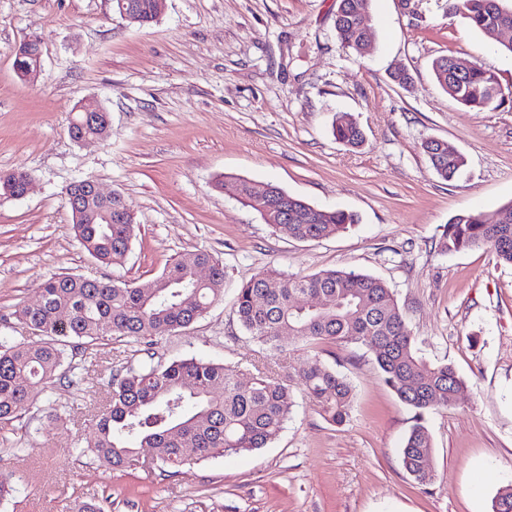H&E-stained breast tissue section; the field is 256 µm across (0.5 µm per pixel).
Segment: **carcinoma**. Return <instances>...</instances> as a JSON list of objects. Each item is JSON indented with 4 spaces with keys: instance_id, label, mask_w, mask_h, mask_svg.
I'll use <instances>...</instances> for the list:
<instances>
[{
    "instance_id": "carcinoma-1",
    "label": "carcinoma",
    "mask_w": 512,
    "mask_h": 512,
    "mask_svg": "<svg viewBox=\"0 0 512 512\" xmlns=\"http://www.w3.org/2000/svg\"><path fill=\"white\" fill-rule=\"evenodd\" d=\"M125 2L133 6L138 25L157 21L155 0ZM370 5L371 0H339L336 11L337 39L359 56L372 41V30L361 27ZM448 11L493 40L501 30L512 29L507 0H448ZM38 53L40 45L33 44L15 54L19 74ZM433 71L439 86L465 107L484 110L498 102L495 75L479 65L460 76L454 58L442 55L433 61ZM69 132L88 140L107 135L103 123L83 112L73 113ZM333 134L352 147L363 143L361 129L345 113L336 114ZM423 150L442 179L452 181L462 174L464 157L447 141L428 139ZM27 181L24 171L0 172V191L20 196ZM217 187L245 206L263 199L262 218L293 239L326 238L357 222L352 213L315 208L270 182L234 178L217 181ZM71 196L81 206L72 214V228L84 249L103 264L121 263L135 228L122 196L100 198L80 180L65 188L64 199ZM498 215L496 224L485 223L480 213L455 215L443 227L438 252L490 248L501 263L512 266V201ZM198 267L210 270L208 278L197 277ZM225 286L223 262L207 251L195 255L193 266L174 261L140 283L68 273L43 279L42 305L15 311L19 323L41 340L35 345L0 341V429H11L34 406L40 390L65 375L67 351L114 340L148 341L186 329L223 299ZM301 296L317 298L319 307L300 308ZM235 314L242 329L278 359L289 355L290 339L312 348L343 343L371 350L384 382L416 415L402 447L403 467L420 485L433 481V444L424 415L453 406L465 381L452 365L431 364L416 354L418 337L386 282L354 269L290 275L263 268L236 287ZM295 387L319 406L329 423L339 426L350 420L353 387L317 354L286 382L263 371L248 375L235 366L195 357L129 368L109 382L104 405L95 415L94 434L80 453L112 472L139 465L141 448L154 449L161 469L266 448L292 414Z\"/></svg>"
}]
</instances>
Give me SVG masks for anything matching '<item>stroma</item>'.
I'll list each match as a JSON object with an SVG mask.
<instances>
[{"instance_id": "obj_1", "label": "stroma", "mask_w": 512, "mask_h": 512, "mask_svg": "<svg viewBox=\"0 0 512 512\" xmlns=\"http://www.w3.org/2000/svg\"><path fill=\"white\" fill-rule=\"evenodd\" d=\"M338 0H165L138 27L110 0H0V172L30 177L25 197L0 195V337L34 341L16 320L46 276L67 272L147 281L166 263L205 250L223 260L224 299L189 329L127 340L70 358L60 380L0 440V470L14 499L0 512H65L73 499L104 512H494L512 484V266L483 248L439 254L455 215L496 216L512 201V54L449 13L447 0H372L364 56L334 31ZM41 38V73L27 79L15 49ZM452 55L497 78L498 108L459 106L436 83L432 61ZM406 70L412 81L399 85ZM110 114L106 138L74 142L75 104ZM344 112L360 147L334 138ZM448 141L466 158L444 181L422 144ZM225 176L273 182L323 209L358 215L319 240L288 238L259 212L216 188ZM90 177L120 193L137 224L123 263L105 265L80 245L62 194ZM273 266L309 275L352 268L393 289L418 353L454 365L466 381L454 406L424 416L434 479L417 484L400 451L414 423L367 348L335 345L323 360L351 382L352 417L327 422L295 393L277 440L249 453L191 461L168 473L103 471L76 450L112 376L146 363L196 357L254 368L262 346L240 327L234 289ZM71 419L59 421L58 413Z\"/></svg>"}]
</instances>
